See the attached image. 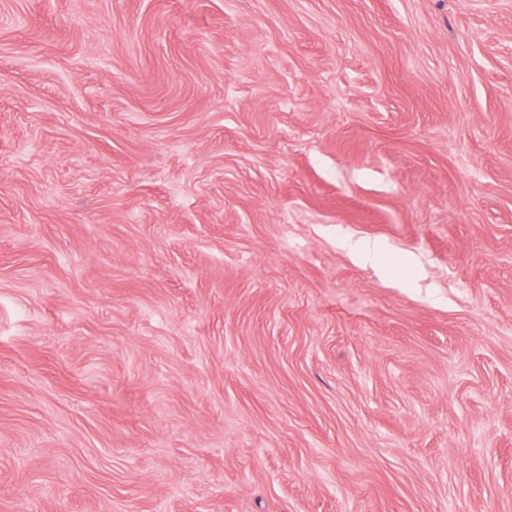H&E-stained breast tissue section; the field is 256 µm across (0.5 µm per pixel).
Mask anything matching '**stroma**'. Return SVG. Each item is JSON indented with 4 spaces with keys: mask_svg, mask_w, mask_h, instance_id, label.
Instances as JSON below:
<instances>
[{
    "mask_svg": "<svg viewBox=\"0 0 512 512\" xmlns=\"http://www.w3.org/2000/svg\"><path fill=\"white\" fill-rule=\"evenodd\" d=\"M0 512H512V0H0Z\"/></svg>",
    "mask_w": 512,
    "mask_h": 512,
    "instance_id": "obj_1",
    "label": "stroma"
}]
</instances>
